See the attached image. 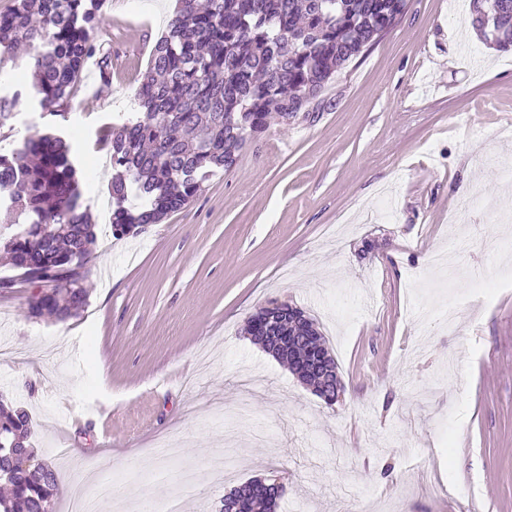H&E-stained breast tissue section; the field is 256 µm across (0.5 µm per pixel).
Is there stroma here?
I'll return each instance as SVG.
<instances>
[{
    "mask_svg": "<svg viewBox=\"0 0 512 512\" xmlns=\"http://www.w3.org/2000/svg\"><path fill=\"white\" fill-rule=\"evenodd\" d=\"M175 0H101L91 60L67 116L45 124L27 55L0 69L18 94L0 148L63 134L99 226L83 311L29 318L37 285L0 257V395L31 415L29 443L58 473L68 512L82 465L116 478L106 512L166 498L187 469L184 512H219L253 477L283 478L279 512H512V51L486 46L469 0H409L307 117L249 136L231 170L136 237L110 230L105 127L137 93ZM459 274L428 266L460 247ZM273 300L317 322L344 386L326 405L253 344ZM459 309L449 331L442 309ZM176 433V460L128 464ZM61 448L70 457L58 456ZM437 484L422 489L421 478Z\"/></svg>",
    "mask_w": 512,
    "mask_h": 512,
    "instance_id": "stroma-1",
    "label": "stroma"
}]
</instances>
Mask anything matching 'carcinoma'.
Returning <instances> with one entry per match:
<instances>
[{
    "mask_svg": "<svg viewBox=\"0 0 512 512\" xmlns=\"http://www.w3.org/2000/svg\"><path fill=\"white\" fill-rule=\"evenodd\" d=\"M407 0H177L167 34L155 45L139 91L140 112L104 129L112 157V235L124 237L160 224L188 204L215 171L237 159L246 136L264 131L270 119H292L318 97L353 58L389 32ZM471 26L488 46L512 49V0H470ZM101 24L98 0H14L0 14V54L24 46L34 60L32 86L51 116L63 110L94 53ZM0 210L15 229L0 231V251L25 280L41 286L28 302L33 318L65 320L89 298L82 272L97 242L81 198V178L70 144L57 133H36L0 152ZM253 343L282 362L288 351L271 348L255 328ZM280 329L294 346L329 352L313 319L284 318ZM312 373L320 392L326 379L341 382L334 358ZM30 420L0 399V454L30 448ZM10 496L0 512H53L57 474L43 463L0 475ZM251 512H269L254 481Z\"/></svg>",
    "mask_w": 512,
    "mask_h": 512,
    "instance_id": "obj_1",
    "label": "carcinoma"
}]
</instances>
